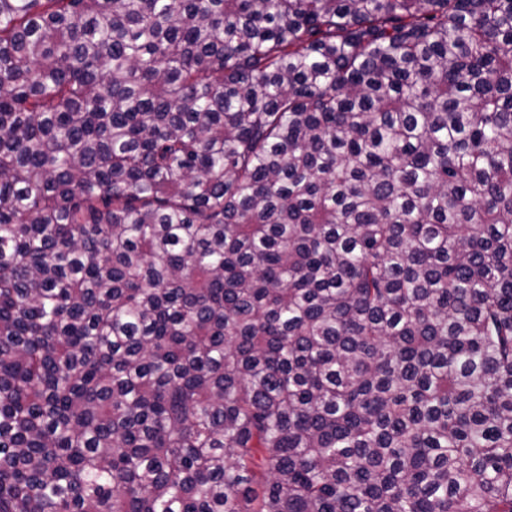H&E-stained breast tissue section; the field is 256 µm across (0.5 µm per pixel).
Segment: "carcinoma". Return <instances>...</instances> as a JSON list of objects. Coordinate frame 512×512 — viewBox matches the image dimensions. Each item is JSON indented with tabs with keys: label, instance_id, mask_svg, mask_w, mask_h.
Returning a JSON list of instances; mask_svg holds the SVG:
<instances>
[{
	"label": "carcinoma",
	"instance_id": "obj_1",
	"mask_svg": "<svg viewBox=\"0 0 512 512\" xmlns=\"http://www.w3.org/2000/svg\"><path fill=\"white\" fill-rule=\"evenodd\" d=\"M0 512H512V0H0Z\"/></svg>",
	"mask_w": 512,
	"mask_h": 512
}]
</instances>
